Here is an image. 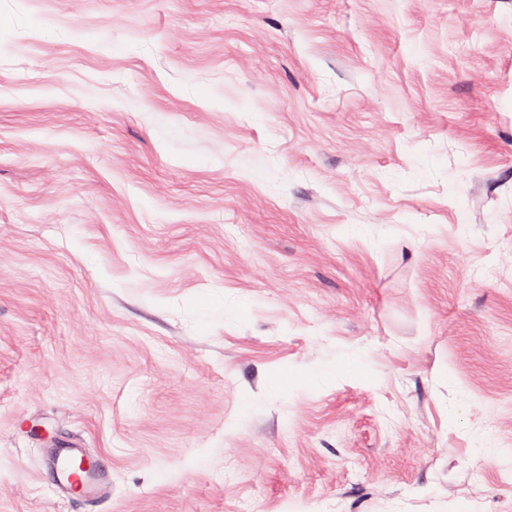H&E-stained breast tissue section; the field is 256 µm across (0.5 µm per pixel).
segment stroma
<instances>
[{
	"label": "stroma",
	"mask_w": 512,
	"mask_h": 512,
	"mask_svg": "<svg viewBox=\"0 0 512 512\" xmlns=\"http://www.w3.org/2000/svg\"><path fill=\"white\" fill-rule=\"evenodd\" d=\"M0 512H512V0H0ZM81 465L84 473L78 480L77 487L83 495H93L101 485L108 481L109 474L98 469L93 461H81Z\"/></svg>",
	"instance_id": "1"
}]
</instances>
